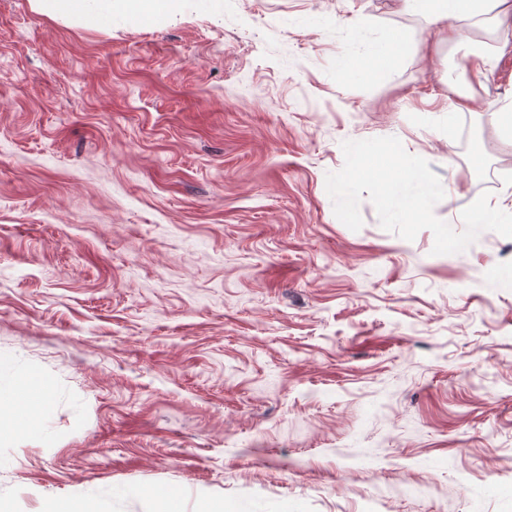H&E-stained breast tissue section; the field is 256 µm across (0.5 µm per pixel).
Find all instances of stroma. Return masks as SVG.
<instances>
[{"label": "stroma", "mask_w": 512, "mask_h": 512, "mask_svg": "<svg viewBox=\"0 0 512 512\" xmlns=\"http://www.w3.org/2000/svg\"><path fill=\"white\" fill-rule=\"evenodd\" d=\"M223 2L130 20L0 0V360L38 421L0 441V499L512 512V238L436 255L366 198L349 229L325 186L343 141L394 136L454 230L497 202L512 21H456L501 54L477 75L395 0ZM393 33L390 73L344 70Z\"/></svg>", "instance_id": "1"}]
</instances>
